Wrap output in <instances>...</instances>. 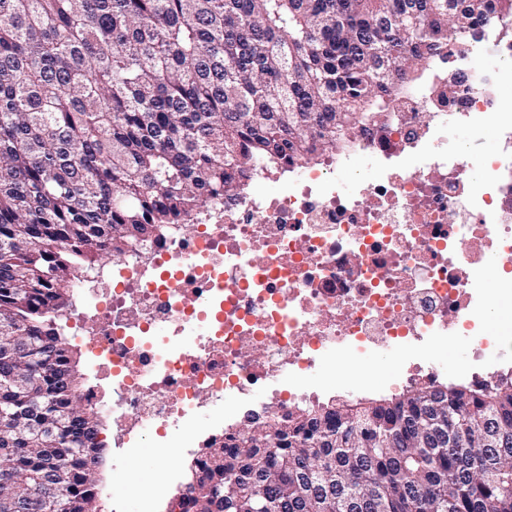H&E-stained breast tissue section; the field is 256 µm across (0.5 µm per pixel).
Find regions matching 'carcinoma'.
Listing matches in <instances>:
<instances>
[{"label": "carcinoma", "mask_w": 512, "mask_h": 512, "mask_svg": "<svg viewBox=\"0 0 512 512\" xmlns=\"http://www.w3.org/2000/svg\"><path fill=\"white\" fill-rule=\"evenodd\" d=\"M512 0H0V512H98L78 266L389 117ZM193 512H512V375L210 440Z\"/></svg>", "instance_id": "cac0c4a2"}]
</instances>
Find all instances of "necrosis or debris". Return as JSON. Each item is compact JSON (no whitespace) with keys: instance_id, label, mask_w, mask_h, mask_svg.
Instances as JSON below:
<instances>
[{"instance_id":"1","label":"necrosis or debris","mask_w":512,"mask_h":512,"mask_svg":"<svg viewBox=\"0 0 512 512\" xmlns=\"http://www.w3.org/2000/svg\"><path fill=\"white\" fill-rule=\"evenodd\" d=\"M511 65L512 35L489 29L458 59L452 94H401L399 120L344 153L259 164L273 194L242 191L79 269L82 396L111 422L116 456L169 429L197 441L218 406L228 434L243 411L287 420L318 394L297 376L344 358L387 352L393 387L437 382L435 349L463 332L466 374L486 382L497 353L479 330L484 283L494 259L512 265V123L490 157L449 149L447 132L502 113L497 75Z\"/></svg>"}]
</instances>
